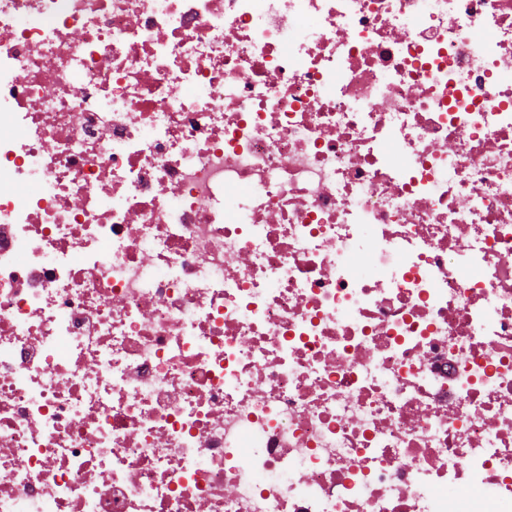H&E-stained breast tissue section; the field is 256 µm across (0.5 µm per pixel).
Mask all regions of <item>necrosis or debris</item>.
<instances>
[{"label":"necrosis or debris","mask_w":512,"mask_h":512,"mask_svg":"<svg viewBox=\"0 0 512 512\" xmlns=\"http://www.w3.org/2000/svg\"><path fill=\"white\" fill-rule=\"evenodd\" d=\"M0 512H512V0H0Z\"/></svg>","instance_id":"4bbe7bcc"}]
</instances>
